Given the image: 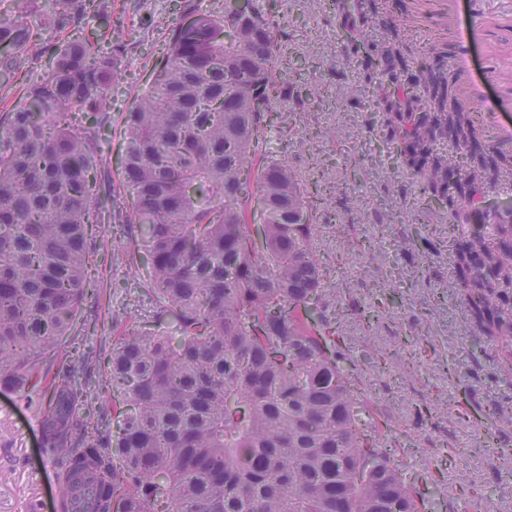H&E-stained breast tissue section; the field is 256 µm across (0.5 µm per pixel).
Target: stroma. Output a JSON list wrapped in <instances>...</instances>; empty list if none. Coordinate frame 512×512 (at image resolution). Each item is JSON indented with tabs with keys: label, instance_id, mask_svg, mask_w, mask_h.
<instances>
[{
	"label": "stroma",
	"instance_id": "35a3bbf8",
	"mask_svg": "<svg viewBox=\"0 0 512 512\" xmlns=\"http://www.w3.org/2000/svg\"><path fill=\"white\" fill-rule=\"evenodd\" d=\"M360 0H268L283 35L277 55L298 61L293 88L299 104L280 108L266 145L285 154L302 180L329 169L334 192L316 215L313 246L328 277L325 312L344 339L343 354L362 366V391L384 412L388 443L414 481L424 512H512V369L496 342L471 327L448 283L452 243L462 228L445 204L421 195L398 167L386 138V116L363 66L385 44L383 28L367 24ZM105 17L87 19L100 35L133 32L112 84V112L128 111L163 56L166 35L183 21L184 0H109ZM417 19L403 38L408 66L420 63L439 31L472 24L468 0H407ZM512 60V16L484 18L460 86L474 83L486 117L485 142L512 147V87L497 70ZM321 90L309 98L308 87ZM105 247L88 272L96 293L78 312L86 328L63 350L99 355L79 374L83 408L114 430L102 360L130 318L145 319L146 263H129L120 225L97 227ZM0 512H28L31 497L54 504L60 464L41 443L40 415L0 389Z\"/></svg>",
	"mask_w": 512,
	"mask_h": 512
}]
</instances>
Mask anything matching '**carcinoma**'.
<instances>
[{
    "mask_svg": "<svg viewBox=\"0 0 512 512\" xmlns=\"http://www.w3.org/2000/svg\"><path fill=\"white\" fill-rule=\"evenodd\" d=\"M49 2L63 31L108 8ZM29 8L0 11L1 88L19 81L21 56L49 55L23 102L0 113V388L21 389L41 415L42 444L62 459L61 512H420L320 310L312 237L325 171L301 181L258 149L292 99L270 13L184 3L187 20L122 113V183L103 201L116 50L83 37L48 54L24 24ZM369 8L401 44L409 17L388 19V0ZM406 67L396 48L370 64L379 76ZM413 86L384 90L376 106L402 169L465 226L492 176L512 171V149L485 147L481 113L461 105L449 72L424 62ZM441 143L465 151L463 167ZM103 209L145 244L156 327L114 337L113 435L77 416L76 363L60 353L104 247L93 233ZM487 225L455 239L451 288L512 366V208Z\"/></svg>",
    "mask_w": 512,
    "mask_h": 512,
    "instance_id": "carcinoma-1",
    "label": "carcinoma"
}]
</instances>
